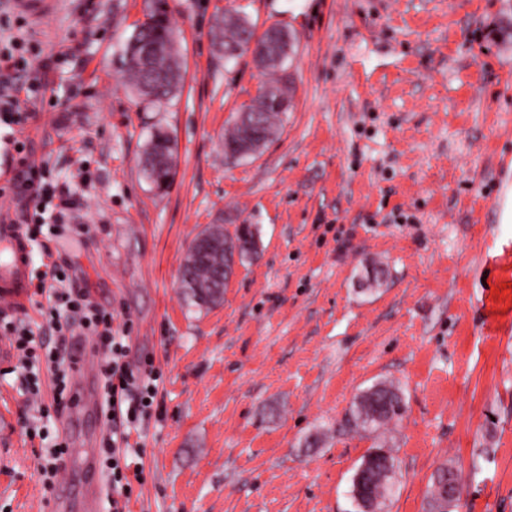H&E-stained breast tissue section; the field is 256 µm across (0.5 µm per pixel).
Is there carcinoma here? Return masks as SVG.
Wrapping results in <instances>:
<instances>
[{"mask_svg":"<svg viewBox=\"0 0 512 512\" xmlns=\"http://www.w3.org/2000/svg\"><path fill=\"white\" fill-rule=\"evenodd\" d=\"M215 30L218 46L224 52L231 54L238 49L247 50L250 40L254 39L257 48L253 57L258 66L283 73L281 79L263 86L253 103L241 108L248 113L249 123H234L222 141L226 150L248 143L258 151L276 135L280 116L290 106L286 63L293 52V37L287 30L272 26L257 39L254 24L235 11H226L216 18ZM130 39L155 47L147 64H126L125 72L137 99L148 104H162L176 97L183 84V72L166 0H152L145 21L136 27ZM174 151L172 139L162 129L152 134L144 150L145 155L158 158V166L152 167L149 178L156 182L160 191L167 190L173 182L169 162L173 161ZM206 233L230 243V251L237 252L241 260L251 255L257 245L256 234L249 225L238 228L233 236L224 234L219 225L206 229ZM225 267L227 256L224 251L185 257L181 271L182 288L196 306L205 307L221 300L228 280ZM370 391V397L360 396L350 411L348 421L358 429L377 431L402 415L404 402L400 392L384 382L374 384ZM363 462L368 464L364 482L367 496L373 500H390L394 487L387 485L386 481L387 467L394 466L393 456L380 445L372 449ZM448 472L454 475V480H459L454 468L443 466L438 469L432 482L434 491L429 493L430 512H456L459 507L460 496L449 494L439 481Z\"/></svg>","mask_w":512,"mask_h":512,"instance_id":"1","label":"carcinoma"}]
</instances>
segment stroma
<instances>
[{
	"mask_svg": "<svg viewBox=\"0 0 512 512\" xmlns=\"http://www.w3.org/2000/svg\"><path fill=\"white\" fill-rule=\"evenodd\" d=\"M184 85L141 104L124 46L146 0H66L33 16L0 0L52 64L23 129L30 155L71 185L81 235L44 225L33 246L86 279L126 360L161 373L159 408L132 429L145 482L127 512H351L352 477L383 444L398 493L384 512H428L444 465L459 512H512V0H167ZM295 38L292 107L277 137L231 162L220 141L276 74L225 62L224 10ZM175 142L159 194L139 165L156 128ZM211 224L256 229L219 305L178 286ZM383 283L368 289L372 274ZM25 370L0 360V512H54ZM394 384L399 421L347 423L362 390ZM36 425L29 437L25 428Z\"/></svg>",
	"mask_w": 512,
	"mask_h": 512,
	"instance_id": "obj_1",
	"label": "stroma"
}]
</instances>
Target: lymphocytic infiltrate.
<instances>
[{"label": "lymphocytic infiltrate", "instance_id": "f902f5d3", "mask_svg": "<svg viewBox=\"0 0 512 512\" xmlns=\"http://www.w3.org/2000/svg\"><path fill=\"white\" fill-rule=\"evenodd\" d=\"M13 50L0 53V126L4 134L0 142L13 146L19 153V164L9 186L18 203L17 221L21 224H40L48 205H55L58 213L72 212L77 203L67 190H54L45 183V166L29 161L25 155L27 144L15 131L24 127L27 115L19 110L16 75L31 70L35 80H42L47 64L40 61L35 45L23 38H14ZM35 292L44 296L46 314L55 329L63 330L56 346L46 356H39L32 329L8 317L0 318V328L11 336L19 354L22 369H34L40 359L67 365L77 370V357L68 345L72 336H89L99 353V373L104 381L103 408L109 420V430L100 446L103 464L111 473L112 512H124L135 485L143 484L144 468L139 462L141 449L130 443V428L148 416L155 401L157 374L147 368L136 371L125 361L126 330L114 328L112 314L101 309L91 298L87 286L69 275L62 264L52 263L49 272L39 278Z\"/></svg>", "mask_w": 512, "mask_h": 512}]
</instances>
